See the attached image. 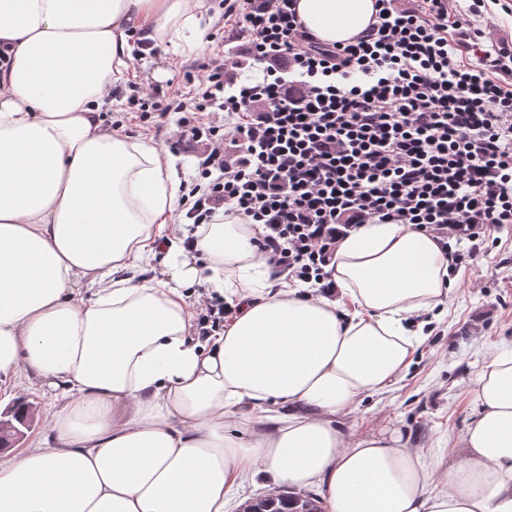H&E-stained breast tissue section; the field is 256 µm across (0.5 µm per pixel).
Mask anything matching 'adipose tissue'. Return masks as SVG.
I'll return each mask as SVG.
<instances>
[{
  "mask_svg": "<svg viewBox=\"0 0 512 512\" xmlns=\"http://www.w3.org/2000/svg\"><path fill=\"white\" fill-rule=\"evenodd\" d=\"M296 12L336 44L376 8ZM208 17L206 0H0V387L22 368L52 392L45 432L0 454V512H224L259 473L275 491L318 487L326 512H512V351L479 376L443 491L399 436L336 424L403 378L423 341L412 316L447 297L436 238L358 225L329 265L335 296L304 294L272 283L242 217L175 223L171 158L105 126L130 35L194 49ZM201 283L241 306L202 341L186 294Z\"/></svg>",
  "mask_w": 512,
  "mask_h": 512,
  "instance_id": "obj_1",
  "label": "adipose tissue"
}]
</instances>
